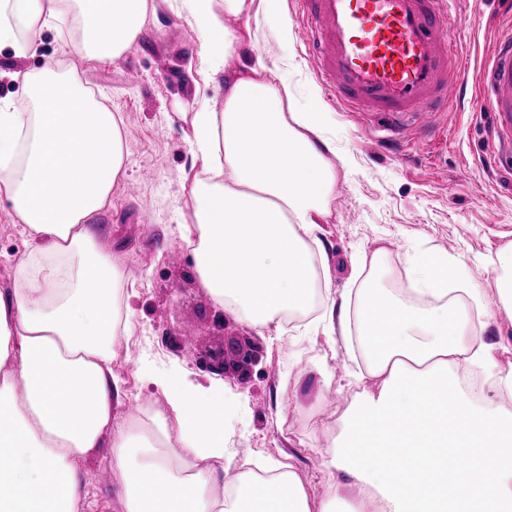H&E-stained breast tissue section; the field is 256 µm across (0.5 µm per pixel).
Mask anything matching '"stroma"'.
<instances>
[{"mask_svg": "<svg viewBox=\"0 0 512 512\" xmlns=\"http://www.w3.org/2000/svg\"><path fill=\"white\" fill-rule=\"evenodd\" d=\"M152 4L143 33L115 63L91 67L79 54L64 58L81 83L121 118L128 151L126 176L114 186L111 206L92 219L102 241L128 256L119 286L130 330L114 346L112 369L122 393L113 415L125 427L137 404L165 409L163 394L146 381L151 372L177 367L198 383L221 382L230 406L224 415L227 476L248 470L265 474L283 461L292 464L310 493L322 494L325 468L311 459L331 447L343 412L359 393L351 373L363 361L352 330L330 329L322 296L303 313L255 330L212 301L198 281L192 253L180 264L169 261L170 249L180 243L176 227L191 205L182 185L198 168L184 113L222 111L226 76L245 70L259 54L270 66L281 56L293 57L296 68L287 79L297 105L307 107L310 91L321 85L306 53V34L293 24V40L284 45L274 37L278 20L263 17L247 25L226 17L227 27H250L251 36L232 53L225 71L205 76L187 20L175 15L167 0ZM445 24L461 37L469 93L463 100L449 98L447 109L434 116L445 140L433 141L414 128L405 142L391 141L380 122L322 96L323 135L336 151V190L315 232L317 278L330 281L331 296L351 300L374 277L412 307L408 274L418 253L464 257L466 267L450 281L448 299L470 304L469 288H481L484 305L471 310L478 339L505 345L498 358L506 365L512 363V317L495 310V269L501 253L512 247V180L495 166L490 113L473 111L469 99L481 90V69L500 31L512 26V13L503 11L499 0H451ZM57 49L51 32L27 58L0 47V99H16L19 74L40 68ZM132 71L139 75L133 84ZM29 249L9 202L0 199V290L13 287L14 261ZM378 249L383 256L377 267L358 266L362 254ZM231 336L247 337L261 349L249 376L207 366ZM326 371L333 375L328 383L322 377ZM109 459V449L101 448L83 463L91 512H121Z\"/></svg>", "mask_w": 512, "mask_h": 512, "instance_id": "35a3bbf8", "label": "stroma"}]
</instances>
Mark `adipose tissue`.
Listing matches in <instances>:
<instances>
[{
    "instance_id": "obj_1",
    "label": "adipose tissue",
    "mask_w": 512,
    "mask_h": 512,
    "mask_svg": "<svg viewBox=\"0 0 512 512\" xmlns=\"http://www.w3.org/2000/svg\"><path fill=\"white\" fill-rule=\"evenodd\" d=\"M196 32L203 70L225 65L241 37L225 17L281 18L283 0H169ZM149 0H0V45L34 54L44 31L63 54L118 61L142 33ZM277 36L288 42L289 23ZM292 58L280 61L288 69ZM263 58L232 76L220 113L190 117L188 142L201 169L178 235L195 255L213 302L256 329L306 308L316 281L308 240L325 215L336 166L315 139L317 112H289L293 90ZM119 119L63 65L49 58L25 75L19 101L0 100V197L13 206L32 248L0 292V512H82V463L111 450L122 512H512V414L495 398L477 406L458 370L496 372L512 395V369L476 341L466 311L444 306L458 267L426 252L411 279L425 299L407 308L378 292L358 323L368 362L349 408L322 498L310 497L291 465L268 482L237 476L216 493L224 462V386L178 370L148 374L164 412L123 429L112 421L120 382L112 346L120 323L117 283L127 263L89 225L126 173ZM468 457V469L449 464ZM494 467L493 485L481 480ZM165 486L166 496L154 493Z\"/></svg>"
}]
</instances>
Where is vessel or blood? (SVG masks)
I'll use <instances>...</instances> for the list:
<instances>
[{
  "instance_id": "obj_1",
  "label": "vessel or blood",
  "mask_w": 512,
  "mask_h": 512,
  "mask_svg": "<svg viewBox=\"0 0 512 512\" xmlns=\"http://www.w3.org/2000/svg\"><path fill=\"white\" fill-rule=\"evenodd\" d=\"M295 3L317 76L348 111L384 115L387 131L399 136L449 95H465V82L446 81L449 70L464 68L460 45L441 22L446 0ZM486 78L475 107L493 112L500 146L512 156L511 30L502 34Z\"/></svg>"
}]
</instances>
